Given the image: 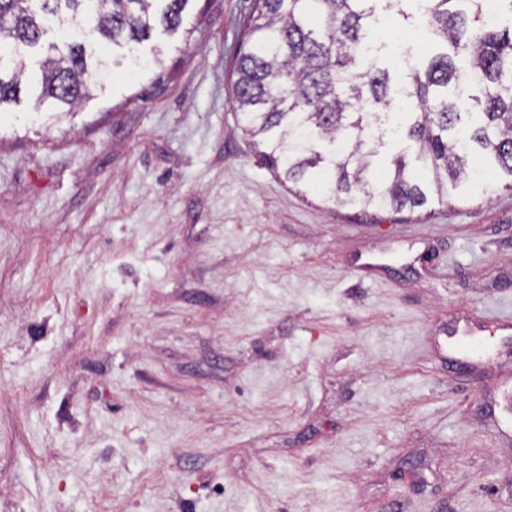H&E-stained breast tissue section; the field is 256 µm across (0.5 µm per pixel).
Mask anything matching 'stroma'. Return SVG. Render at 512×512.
<instances>
[{"mask_svg": "<svg viewBox=\"0 0 512 512\" xmlns=\"http://www.w3.org/2000/svg\"><path fill=\"white\" fill-rule=\"evenodd\" d=\"M250 2L0 113V512H512V191L299 193L234 110Z\"/></svg>", "mask_w": 512, "mask_h": 512, "instance_id": "stroma-1", "label": "stroma"}]
</instances>
